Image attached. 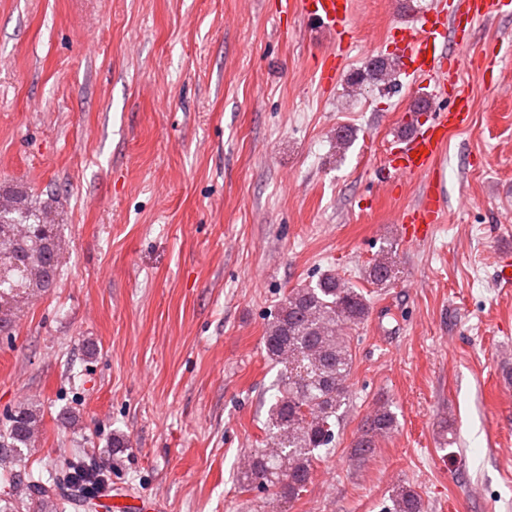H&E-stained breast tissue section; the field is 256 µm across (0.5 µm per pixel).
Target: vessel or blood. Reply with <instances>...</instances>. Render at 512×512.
I'll use <instances>...</instances> for the list:
<instances>
[{
    "label": "vessel or blood",
    "instance_id": "b4317fda",
    "mask_svg": "<svg viewBox=\"0 0 512 512\" xmlns=\"http://www.w3.org/2000/svg\"><path fill=\"white\" fill-rule=\"evenodd\" d=\"M300 16L310 25L349 40L355 22L348 0H297ZM466 14L468 22L489 16L512 13V0H450L447 7L432 8L417 23L399 27L400 45L396 58L405 71L425 89L431 102L451 99L447 111L434 113L431 122L405 136L402 147L390 151L382 189L388 190L404 181L423 180L420 197L401 214L406 242L428 237L434 224L440 223L444 195L436 171V161L445 148L450 129L466 125L475 103L456 92L460 72L469 65L466 37L460 36L457 16Z\"/></svg>",
    "mask_w": 512,
    "mask_h": 512
}]
</instances>
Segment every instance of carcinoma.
<instances>
[{
  "mask_svg": "<svg viewBox=\"0 0 512 512\" xmlns=\"http://www.w3.org/2000/svg\"><path fill=\"white\" fill-rule=\"evenodd\" d=\"M55 200L31 198L14 188L0 190V299L19 288L52 287L61 271L59 225L47 223ZM393 268L376 260L368 279L377 286L392 280ZM360 289L334 273L304 288H294L281 302L264 336L267 356L284 367L282 387L268 410L266 444L248 456L240 472L244 490L254 488L293 500L311 483L318 451L334 447L341 409L348 403L353 358L350 331L368 316ZM37 414L19 407L0 432V462H10L35 443ZM397 426L386 403L373 410L354 442L352 457L373 453L380 438ZM82 462L63 459L46 483L31 485L42 512H88L104 479L83 474ZM393 512H424V502L409 486L392 494Z\"/></svg>",
  "mask_w": 512,
  "mask_h": 512,
  "instance_id": "cac0c4a2",
  "label": "carcinoma"
}]
</instances>
